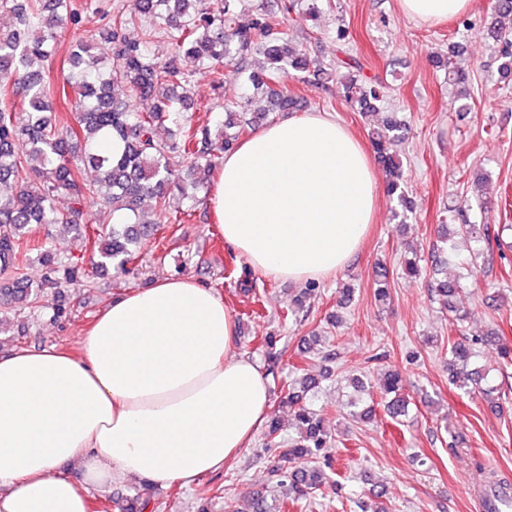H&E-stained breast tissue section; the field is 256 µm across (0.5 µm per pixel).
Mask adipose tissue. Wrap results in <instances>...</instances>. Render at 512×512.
Returning a JSON list of instances; mask_svg holds the SVG:
<instances>
[{"label": "adipose tissue", "instance_id": "adipose-tissue-1", "mask_svg": "<svg viewBox=\"0 0 512 512\" xmlns=\"http://www.w3.org/2000/svg\"><path fill=\"white\" fill-rule=\"evenodd\" d=\"M433 25L470 0H400ZM375 174L335 116L274 121L225 152L208 200L232 250L276 280L318 281L357 254L373 221ZM236 319L183 277L112 300L76 359L0 356V512H89L91 490L138 479L193 485L247 447L270 408ZM76 465L78 478L65 466Z\"/></svg>", "mask_w": 512, "mask_h": 512}]
</instances>
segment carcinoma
Listing matches in <instances>:
<instances>
[{
  "label": "carcinoma",
  "mask_w": 512,
  "mask_h": 512,
  "mask_svg": "<svg viewBox=\"0 0 512 512\" xmlns=\"http://www.w3.org/2000/svg\"><path fill=\"white\" fill-rule=\"evenodd\" d=\"M2 9L19 20L17 28L0 29V276L8 280L0 287V305L6 308L49 309L57 319L67 313V306L49 301L48 293L60 297L83 286V258L62 256L47 241L32 245L24 235L31 224L75 230L92 243L98 271L126 273L161 225L189 222L195 211L173 212L170 202L196 200V190L210 184L224 152L263 124L268 113L247 116L256 95H266L273 112L298 110L303 97L288 85L293 78L321 86L339 83L342 100L358 112H376L384 99V86L364 78L358 61L314 59L290 35L318 20V0H283L276 11L265 0H130L106 27L75 37L57 85L45 75L44 66L56 55L65 26L80 23V13L70 0H0ZM138 16L150 18L153 26L133 39L124 29ZM488 30L499 45V73L512 78V0H494ZM163 35L171 40L173 53L160 61L149 46ZM454 54L452 49L434 63L450 84L462 88L468 74L457 66ZM185 58L208 72L216 91L224 86V64L233 65L243 77L240 99L222 105L224 117H215V136L211 121L188 114L193 73L182 66ZM58 90L74 96V127L52 121V98ZM159 126L167 127L169 138L155 137ZM100 133L120 140L122 152L114 156L110 149H99ZM407 135L406 123L395 112L386 113L371 134L376 159L386 173L387 193L400 204L405 202V186L398 147ZM175 152L189 163L183 177L170 165ZM88 167L97 172L91 180L84 177ZM61 197L69 199L64 210L56 205ZM437 237L454 260L461 241L491 245L488 229L470 223L460 209L450 223L437 226ZM34 249L40 251L44 267L37 282L24 273L23 257ZM448 259L439 264L448 265ZM318 288L315 282L306 283L290 313L304 311ZM430 288L432 297L452 314V324L462 326L469 314L456 306L460 279L436 278ZM493 342L499 344L503 366L512 365L511 346L497 336L476 333L448 342V368L457 389L478 391L496 412L501 408L499 389L475 361L476 346ZM316 384V378L307 376L281 387L280 403L294 410L298 438L282 439L275 415L264 432L268 452L288 444L283 458L292 467L273 465L270 473L285 497L296 501L328 483L332 469L324 419L302 403ZM377 390L391 419L408 414L409 398L399 371L384 372ZM151 500L148 488L138 490L130 512H145Z\"/></svg>",
  "instance_id": "1"
}]
</instances>
